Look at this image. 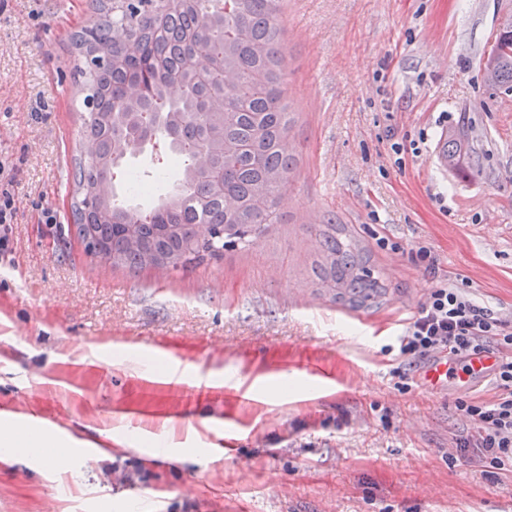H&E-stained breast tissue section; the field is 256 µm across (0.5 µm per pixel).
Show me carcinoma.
I'll list each match as a JSON object with an SVG mask.
<instances>
[{
	"label": "carcinoma",
	"mask_w": 512,
	"mask_h": 512,
	"mask_svg": "<svg viewBox=\"0 0 512 512\" xmlns=\"http://www.w3.org/2000/svg\"><path fill=\"white\" fill-rule=\"evenodd\" d=\"M282 0H96L90 26L72 35L87 90L74 159L71 211L78 239L136 274L186 271L244 248L277 223L294 170L289 139ZM512 18L484 64L489 84L512 88ZM180 91L178 97L172 90ZM149 131L178 165V182L150 207L120 202L114 170L142 151ZM448 166L472 152L467 131H448ZM316 286L353 308L381 294L368 251L341 225L319 233Z\"/></svg>",
	"instance_id": "carcinoma-1"
}]
</instances>
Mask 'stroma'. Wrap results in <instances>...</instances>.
<instances>
[{
  "label": "stroma",
  "mask_w": 512,
  "mask_h": 512,
  "mask_svg": "<svg viewBox=\"0 0 512 512\" xmlns=\"http://www.w3.org/2000/svg\"><path fill=\"white\" fill-rule=\"evenodd\" d=\"M509 15L512 0H284L298 167L279 224L188 271L132 276L67 231L84 110L68 47L89 0H5L0 179L16 216L0 251V408L81 454L65 473L0 459V512H512V476L457 446L472 433L458 401L491 400L494 378L431 394L419 370L397 371L402 334L444 283L512 321V91L484 79ZM464 117L467 174L438 159ZM330 222L369 250L378 303L310 292ZM272 385L286 394L266 399ZM228 430L234 451L214 455Z\"/></svg>",
  "instance_id": "obj_1"
}]
</instances>
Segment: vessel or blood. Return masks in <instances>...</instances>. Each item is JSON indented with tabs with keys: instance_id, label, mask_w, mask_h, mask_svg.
I'll return each mask as SVG.
<instances>
[{
	"instance_id": "1",
	"label": "vessel or blood",
	"mask_w": 512,
	"mask_h": 512,
	"mask_svg": "<svg viewBox=\"0 0 512 512\" xmlns=\"http://www.w3.org/2000/svg\"><path fill=\"white\" fill-rule=\"evenodd\" d=\"M499 358L492 353L470 355L463 367L453 368L446 353L431 358L422 372V385L426 389L439 391L447 385H455L459 391H470L481 385L496 368Z\"/></svg>"
}]
</instances>
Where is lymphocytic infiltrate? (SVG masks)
<instances>
[{"instance_id": "1", "label": "lymphocytic infiltrate", "mask_w": 512, "mask_h": 512, "mask_svg": "<svg viewBox=\"0 0 512 512\" xmlns=\"http://www.w3.org/2000/svg\"><path fill=\"white\" fill-rule=\"evenodd\" d=\"M505 349L494 372L499 393L490 401H459L463 419L477 430L473 443L491 468L512 472V322L481 306L467 289L444 285L432 289L400 343L406 366L438 352L455 361L488 349Z\"/></svg>"}]
</instances>
